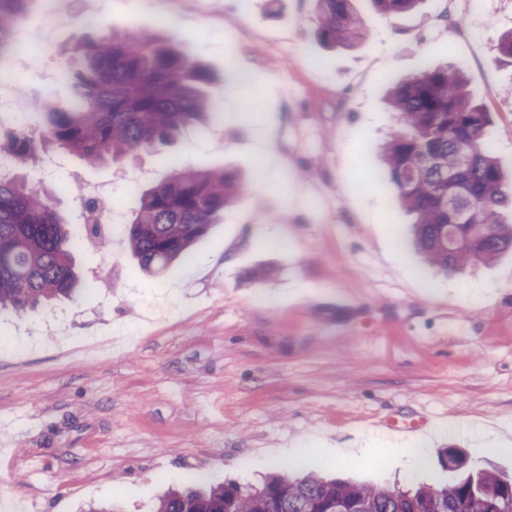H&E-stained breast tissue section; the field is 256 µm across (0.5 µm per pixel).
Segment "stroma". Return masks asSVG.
<instances>
[{"label": "stroma", "mask_w": 512, "mask_h": 512, "mask_svg": "<svg viewBox=\"0 0 512 512\" xmlns=\"http://www.w3.org/2000/svg\"><path fill=\"white\" fill-rule=\"evenodd\" d=\"M62 7L46 66L72 63L91 11L109 29L178 35L224 105L223 120L158 151L97 166L62 154L48 187L69 223L84 184L120 192L137 167L144 190L176 159L235 171L250 194L162 276L143 274L126 241L86 245L75 261L92 297L0 316V512L112 499L151 512L163 491L198 479L260 485L284 448L305 470L373 485L447 482L438 454L450 446L512 473V453L478 435L512 446V253L438 273L403 245L411 218L375 176L395 124L388 83L422 56L463 71L512 172V59L498 49L512 0L479 15L422 0L400 16L358 0L369 34L352 49L319 38L311 0H210L204 18L189 0ZM13 66L41 139L39 104L65 90L29 76L25 57ZM241 69L257 109L224 87ZM340 448L352 456L337 461Z\"/></svg>", "instance_id": "1"}]
</instances>
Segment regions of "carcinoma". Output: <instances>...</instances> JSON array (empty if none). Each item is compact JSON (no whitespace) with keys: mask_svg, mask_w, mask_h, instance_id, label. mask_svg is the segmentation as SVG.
<instances>
[{"mask_svg":"<svg viewBox=\"0 0 512 512\" xmlns=\"http://www.w3.org/2000/svg\"><path fill=\"white\" fill-rule=\"evenodd\" d=\"M319 36L352 47L366 36L354 0H313ZM386 14L413 10L420 0H373ZM31 0H0V55ZM66 100L44 109L45 135L23 129L0 135V156L17 164L52 144L88 164H104L169 144L207 126L217 105L206 92L207 70L174 36L97 28L73 43ZM463 72L423 58L410 78L390 84L387 100L398 128L381 148L383 173L413 218L412 243L442 272L489 265L512 251V190L489 133V113L473 103ZM247 186L233 172L198 171L173 163L166 180L135 197L124 236L138 267L166 271L210 226L236 206ZM80 245L47 193L19 173L0 178V313L47 309L89 284L73 268ZM442 468L462 472L442 486L415 489L327 480L314 473L274 472L259 486L190 484L159 498L153 512H502L512 479L493 469L467 468L459 451L439 454Z\"/></svg>","mask_w":512,"mask_h":512,"instance_id":"obj_1","label":"carcinoma"}]
</instances>
